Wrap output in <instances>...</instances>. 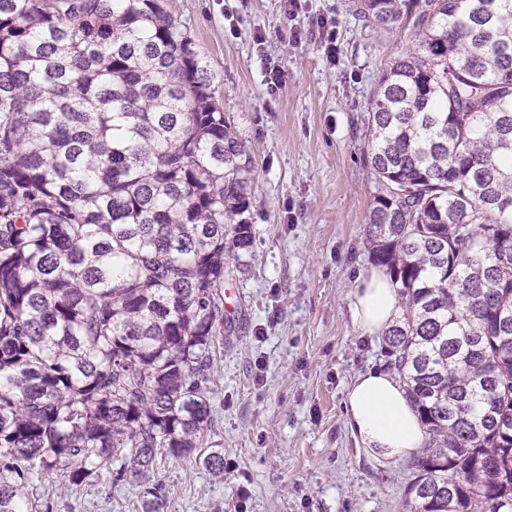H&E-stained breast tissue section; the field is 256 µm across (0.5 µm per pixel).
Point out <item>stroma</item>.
I'll list each match as a JSON object with an SVG mask.
<instances>
[{
  "mask_svg": "<svg viewBox=\"0 0 512 512\" xmlns=\"http://www.w3.org/2000/svg\"><path fill=\"white\" fill-rule=\"evenodd\" d=\"M297 4L289 18L286 0H164L204 54L215 100L254 161L253 240L244 267L225 264L206 436L223 451L224 472L161 453L138 484L104 471L72 490L51 474L35 489L50 512L405 510L411 460L372 459L343 403L358 375L388 365L383 336L357 330L350 306L373 266L370 96L409 32L363 29L349 0ZM321 16L336 22L332 60L314 26ZM274 65L284 76L271 90Z\"/></svg>",
  "mask_w": 512,
  "mask_h": 512,
  "instance_id": "35a3bbf8",
  "label": "stroma"
}]
</instances>
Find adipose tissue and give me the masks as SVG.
I'll return each mask as SVG.
<instances>
[{
  "label": "adipose tissue",
  "mask_w": 512,
  "mask_h": 512,
  "mask_svg": "<svg viewBox=\"0 0 512 512\" xmlns=\"http://www.w3.org/2000/svg\"><path fill=\"white\" fill-rule=\"evenodd\" d=\"M351 311L356 328L373 336L389 328L403 306L390 277L374 269L358 279ZM344 409L350 430L376 461L413 457L425 443L424 427L396 373L373 369L360 375L345 395Z\"/></svg>",
  "instance_id": "ef3b65f1"
}]
</instances>
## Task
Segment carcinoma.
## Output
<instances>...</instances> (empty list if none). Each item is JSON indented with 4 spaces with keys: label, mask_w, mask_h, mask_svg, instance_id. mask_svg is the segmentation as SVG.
<instances>
[{
    "label": "carcinoma",
    "mask_w": 512,
    "mask_h": 512,
    "mask_svg": "<svg viewBox=\"0 0 512 512\" xmlns=\"http://www.w3.org/2000/svg\"><path fill=\"white\" fill-rule=\"evenodd\" d=\"M411 23L370 98L384 333L428 435L407 512H512V0H351ZM253 159L162 0H0V512L204 455L224 257Z\"/></svg>",
    "instance_id": "obj_1"
}]
</instances>
